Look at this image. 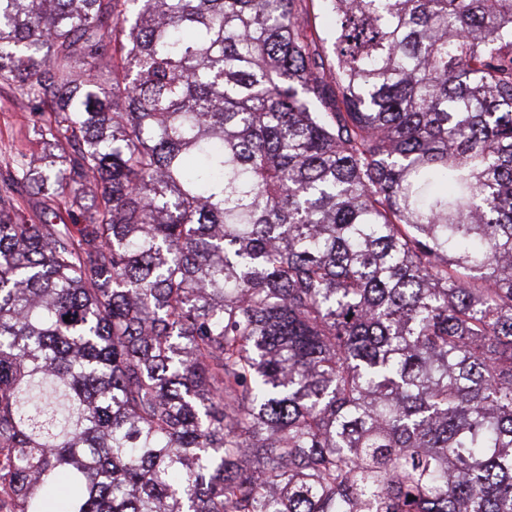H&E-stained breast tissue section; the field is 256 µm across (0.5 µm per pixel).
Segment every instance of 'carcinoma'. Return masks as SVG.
I'll return each instance as SVG.
<instances>
[{
  "mask_svg": "<svg viewBox=\"0 0 512 512\" xmlns=\"http://www.w3.org/2000/svg\"><path fill=\"white\" fill-rule=\"evenodd\" d=\"M0 80V512H512V0H0ZM47 147V140L34 127L27 100L0 83V181L13 160L36 158ZM16 198L17 205L24 212L26 218L36 222L35 224H39V218L44 214L49 221H53L55 224L72 223L69 207L62 200L55 198L51 200L34 190L31 191V194L23 192Z\"/></svg>",
  "mask_w": 512,
  "mask_h": 512,
  "instance_id": "1",
  "label": "carcinoma"
}]
</instances>
